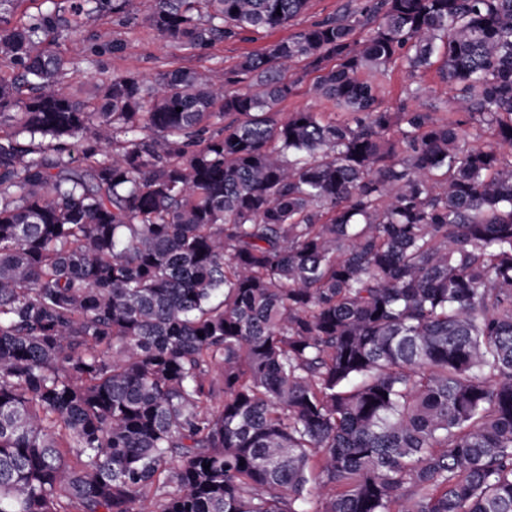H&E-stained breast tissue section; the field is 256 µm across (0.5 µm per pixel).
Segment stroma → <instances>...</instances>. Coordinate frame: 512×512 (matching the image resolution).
Instances as JSON below:
<instances>
[{
	"label": "stroma",
	"instance_id": "1",
	"mask_svg": "<svg viewBox=\"0 0 512 512\" xmlns=\"http://www.w3.org/2000/svg\"><path fill=\"white\" fill-rule=\"evenodd\" d=\"M357 2L358 0H310L306 13L288 25L224 41L209 50L204 57L198 56L196 52L180 50L164 43L145 26L121 25L106 15L89 22L83 36L68 43L66 54L71 59H80L84 54L86 36L106 28L111 29L115 37L125 42L124 53L101 57L98 65L83 67L81 72L77 73V80L84 82L86 89L89 90L93 89L95 84L121 73H132L150 82L159 72L174 67L198 70L208 68L228 72L235 68L243 56L259 52L267 44L287 38L297 29L334 15L345 5H354Z\"/></svg>",
	"mask_w": 512,
	"mask_h": 512
}]
</instances>
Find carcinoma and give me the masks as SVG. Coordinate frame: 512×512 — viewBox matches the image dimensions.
Masks as SVG:
<instances>
[{"label": "carcinoma", "mask_w": 512, "mask_h": 512, "mask_svg": "<svg viewBox=\"0 0 512 512\" xmlns=\"http://www.w3.org/2000/svg\"><path fill=\"white\" fill-rule=\"evenodd\" d=\"M131 2L0 0V512H512V0L82 96L94 17L204 53L309 0ZM437 54L450 123L406 104ZM299 65L343 118L277 110ZM408 81L405 70L400 65L393 66L388 78L382 82L383 104L395 109L399 100L404 98V89Z\"/></svg>", "instance_id": "cac0c4a2"}]
</instances>
